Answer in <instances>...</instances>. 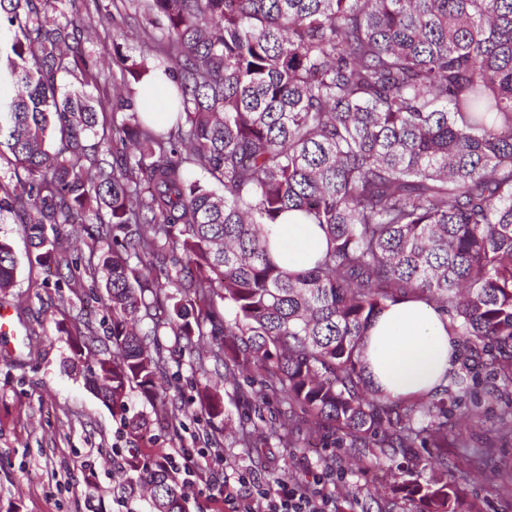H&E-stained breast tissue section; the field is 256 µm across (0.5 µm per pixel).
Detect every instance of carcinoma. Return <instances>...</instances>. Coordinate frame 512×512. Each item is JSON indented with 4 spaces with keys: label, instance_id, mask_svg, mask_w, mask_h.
I'll list each match as a JSON object with an SVG mask.
<instances>
[{
    "label": "carcinoma",
    "instance_id": "cac0c4a2",
    "mask_svg": "<svg viewBox=\"0 0 512 512\" xmlns=\"http://www.w3.org/2000/svg\"><path fill=\"white\" fill-rule=\"evenodd\" d=\"M127 2L145 21L143 52L118 66L137 87L157 71L174 79L166 130L129 97L107 107L84 94L104 75L75 19L48 17L62 0H0L13 34L0 47V157L16 179L0 184V211L17 215L55 287L75 294L105 273L108 326L57 328L137 442L128 470L152 512L188 509L150 423L127 405L137 391L168 420L163 336L209 343L226 379L264 377L286 443L297 446L305 418L376 465L408 458L393 500L482 512L467 481L448 478L452 392L418 419V403L370 386L362 347L387 305L414 297L512 383V0ZM90 134L112 160L89 151ZM289 211L327 240L306 270L271 252L270 227ZM72 224L91 241L86 256L64 246ZM16 274L0 240L1 293ZM197 396L210 421L224 419L218 390Z\"/></svg>",
    "mask_w": 512,
    "mask_h": 512
}]
</instances>
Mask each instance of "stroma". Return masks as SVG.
I'll return each instance as SVG.
<instances>
[{
	"instance_id": "stroma-1",
	"label": "stroma",
	"mask_w": 512,
	"mask_h": 512,
	"mask_svg": "<svg viewBox=\"0 0 512 512\" xmlns=\"http://www.w3.org/2000/svg\"><path fill=\"white\" fill-rule=\"evenodd\" d=\"M99 5V10L76 16L85 29V51L106 60L118 53L140 58L141 15L115 8L112 0H99ZM0 238L12 243L18 262L15 285L0 305L19 314L20 326L35 325L42 337L33 357L24 337L0 342V512H87L90 497L111 502L112 451L133 447L134 441L92 390L88 371L70 367V343L55 322L65 313L99 319L104 310L90 294L61 306V289L55 288L53 276L31 263L14 214L0 213ZM164 343L171 352L167 396L174 409L169 424L152 427L158 447L215 448L234 471L267 482L326 473L336 487V512H365V498H352V491L359 486L381 489L395 472L393 459L378 470L371 457L355 458L319 441L306 448L285 445L269 432L279 403L272 399L256 410L238 393L249 387L252 375L224 383L223 369L200 371L198 350L182 349L171 336ZM209 383L221 385L224 393V421L217 428L197 399L200 387ZM477 391V399L462 396L448 404L453 438L448 454L467 473L483 512H512V494L502 488L512 478V434L503 435L499 428L501 414L512 406V386L483 372ZM245 429L251 432L248 448L241 443ZM84 459L96 471L91 486L79 467Z\"/></svg>"
}]
</instances>
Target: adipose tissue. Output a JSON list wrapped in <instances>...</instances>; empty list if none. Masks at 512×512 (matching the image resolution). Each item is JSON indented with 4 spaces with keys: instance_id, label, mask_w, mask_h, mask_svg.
Returning a JSON list of instances; mask_svg holds the SVG:
<instances>
[{
    "instance_id": "obj_1",
    "label": "adipose tissue",
    "mask_w": 512,
    "mask_h": 512,
    "mask_svg": "<svg viewBox=\"0 0 512 512\" xmlns=\"http://www.w3.org/2000/svg\"><path fill=\"white\" fill-rule=\"evenodd\" d=\"M275 255L292 269L310 267L326 250L318 227L298 213L271 227ZM363 360L373 386L393 397L435 392L448 382L457 362V337L448 320L426 303L403 299L388 305L373 322Z\"/></svg>"
}]
</instances>
